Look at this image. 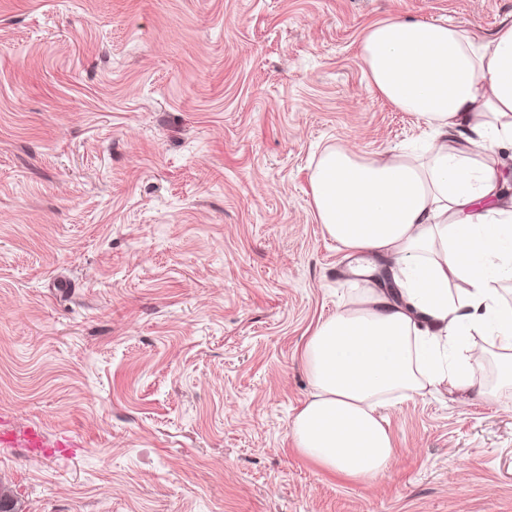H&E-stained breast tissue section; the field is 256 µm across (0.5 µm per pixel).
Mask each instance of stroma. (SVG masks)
Wrapping results in <instances>:
<instances>
[{
    "mask_svg": "<svg viewBox=\"0 0 512 512\" xmlns=\"http://www.w3.org/2000/svg\"><path fill=\"white\" fill-rule=\"evenodd\" d=\"M390 17L487 37L512 0H0V490L21 512H512L494 363L384 409L374 480L289 436L306 339L353 293L312 167L428 136L359 57Z\"/></svg>",
    "mask_w": 512,
    "mask_h": 512,
    "instance_id": "1",
    "label": "stroma"
}]
</instances>
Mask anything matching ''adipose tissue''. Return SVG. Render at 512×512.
Segmentation results:
<instances>
[{"label": "adipose tissue", "instance_id": "1", "mask_svg": "<svg viewBox=\"0 0 512 512\" xmlns=\"http://www.w3.org/2000/svg\"><path fill=\"white\" fill-rule=\"evenodd\" d=\"M359 55L371 87L428 125L421 153L385 158L326 148L312 206L350 256L388 262L394 289L358 283L356 297L316 325L302 363L312 392L290 434L324 470L361 481L391 466L380 408L447 386L466 392L488 353L512 386V206L492 160L512 146V24L488 38L445 22L385 19ZM479 341H472V334Z\"/></svg>", "mask_w": 512, "mask_h": 512}]
</instances>
